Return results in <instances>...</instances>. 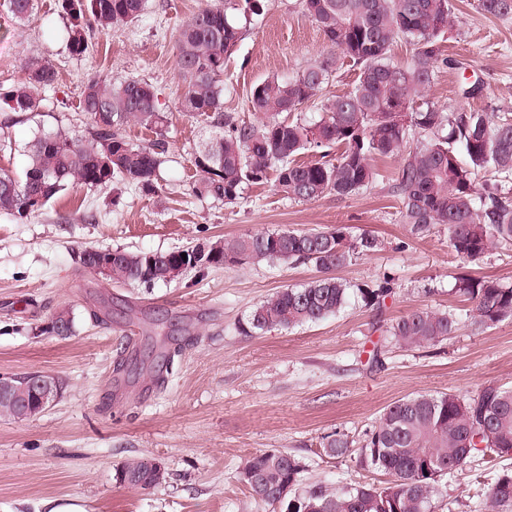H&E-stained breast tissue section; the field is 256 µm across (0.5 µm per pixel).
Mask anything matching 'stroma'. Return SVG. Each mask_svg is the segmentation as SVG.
<instances>
[{
  "label": "stroma",
  "mask_w": 512,
  "mask_h": 512,
  "mask_svg": "<svg viewBox=\"0 0 512 512\" xmlns=\"http://www.w3.org/2000/svg\"><path fill=\"white\" fill-rule=\"evenodd\" d=\"M210 2L150 0L139 22L91 32L80 58L67 51L69 18L58 0H35L23 24L0 7V92L23 80L28 56L45 57L58 71L40 107L15 115L6 129L11 147L0 151V173L22 176L24 147L39 131L88 128L79 100L92 74L147 80L170 122L158 194L122 183L70 188L26 222L0 217V377L39 371L63 384L39 415L0 417V512H46L49 502L81 512H272L240 477L250 456L295 455L304 488L380 484L386 475L361 468L356 456H326L325 437L340 433L362 447L384 409L407 395L512 388V319L476 324L470 304L453 291L464 276L512 285V251L464 260L445 227L412 235L388 191L396 160H375V188L344 198L294 200L270 181L245 185L233 205L192 196L193 154L209 127L206 117L178 110L186 84L174 41ZM241 28L224 66V109L249 122L256 83L294 74L329 47L301 0H264L261 14ZM443 50L455 64L439 66L426 101L447 111L512 113V16L485 15L478 0H450ZM476 83L481 93L465 96ZM336 225L354 236L372 233L383 245L338 269L353 287L341 313L287 331L247 334L241 325L277 289L317 278L313 264L246 262L148 286L105 280L78 262L91 246L169 251ZM385 279L392 293L384 307L366 306L361 289ZM416 308L455 313L453 336L425 347L395 345L386 326ZM61 309L74 317L64 339L46 330ZM121 361L128 371H117ZM131 458L160 462L167 482L146 491L119 485L115 470ZM505 474H512V454L441 478L433 512H491L487 490Z\"/></svg>",
  "instance_id": "stroma-1"
}]
</instances>
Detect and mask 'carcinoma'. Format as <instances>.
I'll return each mask as SVG.
<instances>
[{
  "instance_id": "obj_1",
  "label": "carcinoma",
  "mask_w": 512,
  "mask_h": 512,
  "mask_svg": "<svg viewBox=\"0 0 512 512\" xmlns=\"http://www.w3.org/2000/svg\"><path fill=\"white\" fill-rule=\"evenodd\" d=\"M71 18L67 50L84 56L87 31L107 32L139 21L149 0H60ZM263 0H224L200 9L179 29L175 58L187 91L179 111L209 119L207 139L194 154L196 197L234 204L243 186L275 177V186L291 199L310 201L328 194L339 198L367 190L376 181L371 161H398L390 191L400 201L403 224L416 235L440 225L448 230L457 256L473 259L492 247L512 248V116L479 110L445 112L431 102L416 106L431 84L443 57L449 25V0H303L305 14L339 54L329 53L294 75L271 76L250 93L254 122L224 111V62L240 38L238 17L257 14ZM17 21H26L34 0H5ZM494 17L512 15V0H479ZM414 45L411 60L393 62L394 43ZM341 59L352 61L358 77L351 91L322 108L316 121L288 119L315 99ZM25 81L0 94V106L13 113L33 112L42 92L57 82L54 65L41 56L25 61ZM406 106L408 111L399 108ZM79 107L90 119L84 135L42 131L31 141L23 177L0 175V216L21 222L67 187L92 189L121 181L144 194L157 191L169 142L168 115L153 86L130 78L119 84L93 75L86 79ZM285 118H280V115ZM139 125L155 139L134 144L123 129ZM335 148L336 161L328 160ZM315 152L320 159L299 162ZM220 255L199 258L196 248L165 252L114 249L111 280L167 283L168 268L228 267L245 262H308L321 276L302 286H286L260 302L243 327L245 332L288 330L339 313L351 286L331 275L359 254L381 247L364 233L350 237L344 228L244 234L220 242ZM359 292L369 307L381 308L391 294L389 282ZM455 292L472 303V318L481 325L512 318V287L490 278L463 277ZM457 318L449 312L416 309L389 328L401 348L434 345L450 336ZM351 442L336 433L323 450L330 457L349 452ZM488 451L512 453V389L488 386L468 397L419 393L388 406L359 449L358 462L391 476L381 486L356 485L337 493L322 485L297 492L302 465L282 451L249 457L241 480L255 501L279 512H431L441 478L463 470ZM116 482L149 490L162 485L166 471L154 462L130 459L116 470ZM487 497L494 512H512V475H502Z\"/></svg>"
}]
</instances>
